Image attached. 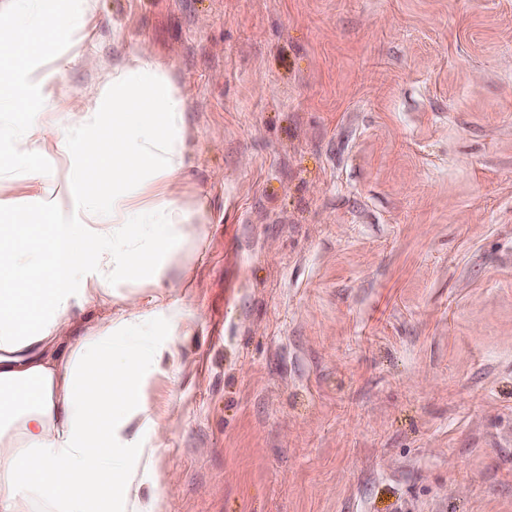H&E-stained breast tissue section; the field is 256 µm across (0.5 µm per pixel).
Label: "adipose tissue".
I'll return each mask as SVG.
<instances>
[{
    "mask_svg": "<svg viewBox=\"0 0 512 512\" xmlns=\"http://www.w3.org/2000/svg\"><path fill=\"white\" fill-rule=\"evenodd\" d=\"M0 28L17 34L13 43L0 45V86H13L21 99L33 86L49 103L67 97L55 73L38 74L30 84L20 77L30 69L32 49L71 34L70 15L45 9L34 16L19 0L13 11L0 12ZM135 61L100 92L103 105L123 106L125 121L100 137L59 132L55 142L80 160L81 181L89 179L87 165H110L148 172L147 185L113 196L108 209L98 208L95 190L87 189L70 215L48 200L36 222L0 225V255L52 256L38 277L22 266L0 276V512H90L100 479L119 487L132 512H144L140 485L121 459L124 413L143 406L146 373L121 365L117 400H99L91 385L113 364L117 339L111 330L79 338L67 357L54 353L72 310L110 290L112 270L132 259L130 246L110 245L109 231L147 224L153 239L170 248L195 232L179 200L165 191L183 166L185 99L146 54ZM155 110L167 124L162 139L150 130Z\"/></svg>",
    "mask_w": 512,
    "mask_h": 512,
    "instance_id": "1",
    "label": "adipose tissue"
}]
</instances>
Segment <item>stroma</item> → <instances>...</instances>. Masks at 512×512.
<instances>
[{
  "mask_svg": "<svg viewBox=\"0 0 512 512\" xmlns=\"http://www.w3.org/2000/svg\"><path fill=\"white\" fill-rule=\"evenodd\" d=\"M70 7L32 63L69 96L0 88V224L80 192L12 130L69 129L135 51L168 71L199 231L73 317L151 370V512H512V0Z\"/></svg>",
  "mask_w": 512,
  "mask_h": 512,
  "instance_id": "1",
  "label": "stroma"
}]
</instances>
